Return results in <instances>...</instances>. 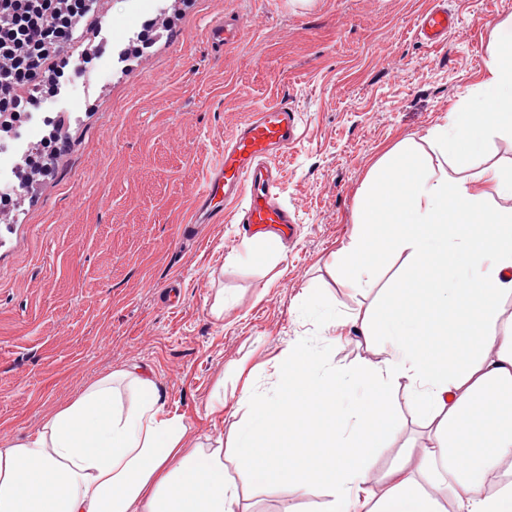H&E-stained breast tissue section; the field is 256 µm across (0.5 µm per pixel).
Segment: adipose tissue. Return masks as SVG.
I'll return each instance as SVG.
<instances>
[{"label": "adipose tissue", "instance_id": "ef3b65f1", "mask_svg": "<svg viewBox=\"0 0 512 512\" xmlns=\"http://www.w3.org/2000/svg\"><path fill=\"white\" fill-rule=\"evenodd\" d=\"M493 43L477 106L426 135L450 166L405 141L362 185L335 271L363 288L388 253L409 265L377 312L351 318L375 337L377 360L346 373L289 346L281 392L244 396L251 415L226 447L193 450L156 381L114 370L36 431L0 444V512H238L228 447L255 482L325 489L328 512H444L433 493L441 483L456 512H512V333L495 330L512 297V209L493 204L512 194V164L463 175L493 137H512L511 21L495 26ZM399 385L431 440L375 482L374 459L397 427L388 392ZM479 465L503 469L498 494L485 492Z\"/></svg>", "mask_w": 512, "mask_h": 512}]
</instances>
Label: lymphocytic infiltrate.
I'll return each instance as SVG.
<instances>
[{
    "mask_svg": "<svg viewBox=\"0 0 512 512\" xmlns=\"http://www.w3.org/2000/svg\"><path fill=\"white\" fill-rule=\"evenodd\" d=\"M88 11L67 0H0V112L25 99L38 109L44 82L74 39Z\"/></svg>",
    "mask_w": 512,
    "mask_h": 512,
    "instance_id": "f902f5d3",
    "label": "lymphocytic infiltrate"
}]
</instances>
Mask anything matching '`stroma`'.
Here are the masks:
<instances>
[{"label":"stroma","instance_id":"stroma-1","mask_svg":"<svg viewBox=\"0 0 512 512\" xmlns=\"http://www.w3.org/2000/svg\"><path fill=\"white\" fill-rule=\"evenodd\" d=\"M160 38L122 63L93 59L84 82L48 106L67 115L70 150L53 180L0 234V441L25 436L112 370L158 383L191 437L214 448L245 418L244 390L274 395L277 364L305 339L326 366L350 371L376 349L346 320L375 305L395 276L386 258L371 286L331 269L347 245L373 165L463 107L483 79L496 24L512 0H446L460 18L446 45L420 41L431 0H156ZM238 19L217 50L211 24ZM288 103L298 139L281 158L279 202L297 232L270 256L242 236L237 208L192 224L216 155L252 113ZM192 224L191 240L182 228ZM317 289L342 320L340 338L301 318ZM229 304L210 308L217 293ZM400 432L376 460L395 466L405 443H429L404 390ZM224 467L242 512H325L328 498L295 482L254 484L232 453Z\"/></svg>","mask_w":512,"mask_h":512}]
</instances>
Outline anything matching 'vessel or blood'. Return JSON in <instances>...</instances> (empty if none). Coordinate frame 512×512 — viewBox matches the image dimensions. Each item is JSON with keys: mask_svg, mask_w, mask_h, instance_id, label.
<instances>
[{"mask_svg": "<svg viewBox=\"0 0 512 512\" xmlns=\"http://www.w3.org/2000/svg\"><path fill=\"white\" fill-rule=\"evenodd\" d=\"M458 28V17L440 5L427 8L418 21V36L428 46L438 47ZM239 28L233 20L213 25V44L235 43ZM297 114L288 104L255 112L225 143L211 173L197 195L194 220L207 223L223 216L226 207L243 201L239 222L245 236L273 231L280 236L294 232L295 220L278 202L281 180L272 163L297 139Z\"/></svg>", "mask_w": 512, "mask_h": 512, "instance_id": "vessel-or-blood-1", "label": "vessel or blood"}]
</instances>
